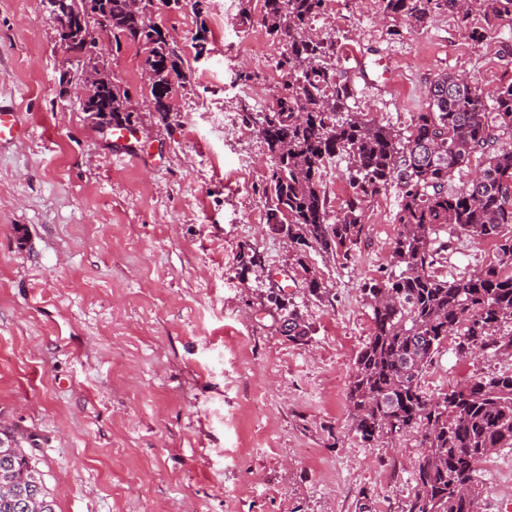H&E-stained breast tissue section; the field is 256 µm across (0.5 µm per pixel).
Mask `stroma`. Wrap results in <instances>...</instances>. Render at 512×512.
<instances>
[{"label":"stroma","mask_w":512,"mask_h":512,"mask_svg":"<svg viewBox=\"0 0 512 512\" xmlns=\"http://www.w3.org/2000/svg\"><path fill=\"white\" fill-rule=\"evenodd\" d=\"M195 14L155 0L182 49L184 90L155 112L134 47L100 34L114 83L137 104L133 157L102 137L63 81L80 72L40 0H0V99L30 121L0 143V430L31 436L56 512H406L420 431L363 442L347 392L371 330L362 286L394 274L400 198L365 208L350 260L296 259L266 222L273 161L243 113L261 111L282 45L239 24L242 0ZM434 13L390 38L379 0H325L313 23L336 38L352 111L406 130L438 73L494 89L512 81V24ZM250 80H243V73ZM348 161L320 185L337 216ZM437 273L482 269L492 242L444 227ZM260 264L242 269L239 253ZM324 286L310 294L306 272ZM306 343L280 331L288 309ZM512 374V357L462 356L443 341L421 377L431 399L471 379ZM477 466L480 512L512 504V448Z\"/></svg>","instance_id":"obj_1"}]
</instances>
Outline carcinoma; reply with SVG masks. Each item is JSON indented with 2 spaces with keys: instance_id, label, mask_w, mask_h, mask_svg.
<instances>
[{
  "instance_id": "carcinoma-1",
  "label": "carcinoma",
  "mask_w": 512,
  "mask_h": 512,
  "mask_svg": "<svg viewBox=\"0 0 512 512\" xmlns=\"http://www.w3.org/2000/svg\"><path fill=\"white\" fill-rule=\"evenodd\" d=\"M388 34L399 24L424 28L436 10L466 23L477 12L486 27L470 32L475 42L488 31L512 23V0H380ZM324 0H262L253 15L241 11L243 25H258L285 43L277 61L281 92L273 107L248 112L273 160L263 193L267 223L288 225L294 248L332 252L347 260L364 235L362 217L381 191L399 190V231L391 259L400 269L384 281L364 284L373 331L359 351L347 400L355 431L365 443L413 429L421 432L423 457L415 473L416 493L408 512H479L477 464L497 448L512 447V375L479 376L434 401L421 388L424 369L442 342L458 339L462 354L492 349L512 355V82L502 84L486 105L483 89L451 73L436 75L429 104L414 114L407 134L380 125L348 105L353 82L336 71L338 41L310 33ZM112 23V44L138 47L141 69L161 118L168 99L185 86L180 47L153 21V0H101ZM93 97L112 112L101 122L130 121L129 93L112 84L93 88ZM343 155L349 163L352 194L336 223L328 222L326 195L319 179L326 160ZM481 159V177L461 192L448 191L455 171ZM450 226L473 238L496 242V261L481 271L449 281L436 275L441 251L433 247L438 227ZM288 337L301 340L307 326L296 312L286 319ZM0 442L14 445L13 462L0 463V482L14 493L0 494V512H55V500L12 431Z\"/></svg>"
}]
</instances>
